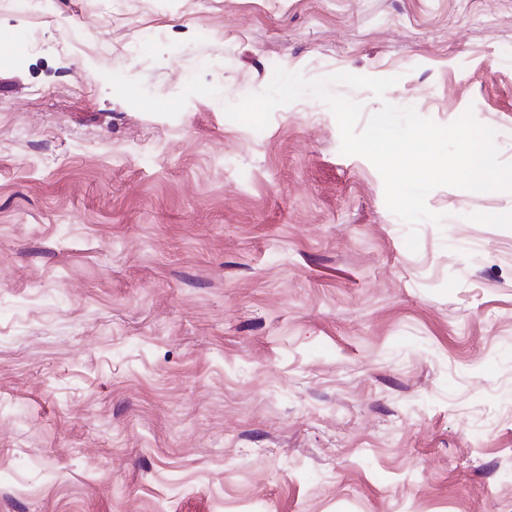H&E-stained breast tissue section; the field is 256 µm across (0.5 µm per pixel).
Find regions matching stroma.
<instances>
[{"label":"stroma","mask_w":512,"mask_h":512,"mask_svg":"<svg viewBox=\"0 0 512 512\" xmlns=\"http://www.w3.org/2000/svg\"><path fill=\"white\" fill-rule=\"evenodd\" d=\"M0 512H512V190L387 207L275 68L512 163V0H0Z\"/></svg>","instance_id":"stroma-1"}]
</instances>
